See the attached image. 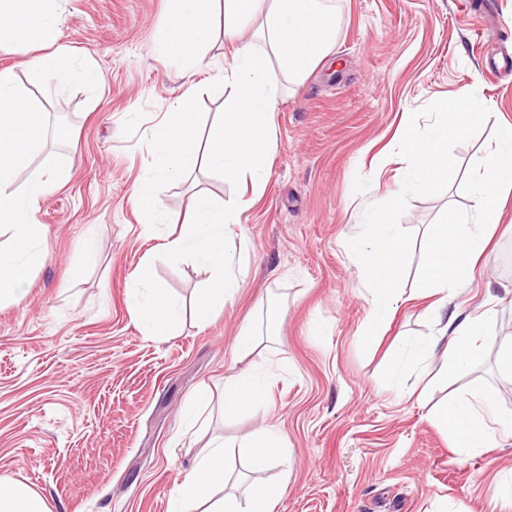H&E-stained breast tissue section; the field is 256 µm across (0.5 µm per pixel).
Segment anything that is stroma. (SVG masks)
<instances>
[{
  "mask_svg": "<svg viewBox=\"0 0 512 512\" xmlns=\"http://www.w3.org/2000/svg\"><path fill=\"white\" fill-rule=\"evenodd\" d=\"M170 2L61 0L57 42L97 69L99 81L35 84L17 70L18 85L79 147L48 143L18 173L23 181L45 168L63 178L38 205L45 254L28 296L0 307V478L39 492L50 512H168L172 486L211 438L231 443L271 427L285 437L292 468L273 512H501L512 442L495 439L467 456L430 415L450 392L492 389L499 412L512 416V377L497 367L512 334V193L460 297L464 311L494 310L479 356L423 397L396 395L377 380L403 343L433 330L417 294L425 227L449 207L475 217L466 182L500 123L512 122V0H487L476 13L466 0H334L333 51L301 85L279 80L284 101L263 194L195 167L162 187L166 221L149 235L130 200L147 167L144 136L189 85L202 120L216 118L230 89L214 75L234 51L219 34L206 67L158 60L153 31ZM465 87L492 117L455 147L459 171L446 192L410 198L400 219L416 234L406 301L361 350L371 296L347 242L366 207L399 186L402 118ZM198 191L250 201L233 227L248 243L242 286L209 324L185 315L177 334L159 341L130 320L127 290ZM151 274L186 307L203 286L187 257L158 255ZM261 299L280 316L260 357L269 396L252 413L228 415L224 379L242 368L234 337L243 323H260ZM204 390L211 401L189 427L188 404Z\"/></svg>",
  "mask_w": 512,
  "mask_h": 512,
  "instance_id": "obj_1",
  "label": "stroma"
}]
</instances>
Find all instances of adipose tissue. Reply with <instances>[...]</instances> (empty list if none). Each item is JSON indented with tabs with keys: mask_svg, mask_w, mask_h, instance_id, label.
<instances>
[{
	"mask_svg": "<svg viewBox=\"0 0 512 512\" xmlns=\"http://www.w3.org/2000/svg\"><path fill=\"white\" fill-rule=\"evenodd\" d=\"M58 3L0 0V49L16 57L18 68L36 81L98 80L96 69L76 62L58 45ZM217 4L222 7L225 38L238 42L231 65L216 75L218 82L230 85L231 92L220 117L205 126L194 109V90L186 88L149 131L145 143L150 161L133 185L131 198L151 224L162 221L161 187L183 179L199 162L260 194L266 185L274 114L280 104L277 75L300 84L307 70L336 44L333 0H173L172 10L156 30L157 54L172 63L203 64ZM249 23L254 26L252 38L240 40ZM14 71H0V228L9 232L12 242L9 251L0 250V305H16L27 296L32 272L44 255L38 202L53 185L41 172L24 184L16 182L18 171L47 142L50 124L44 105L20 92ZM511 187L512 125H505L478 178L468 187L477 203L476 221L451 209L425 231L420 292L430 300L426 312L435 332L409 350L416 381L424 389L447 381L484 346L490 311L460 318L450 308L473 282L476 264L499 221L501 192ZM246 206L241 199L226 203L195 193L188 204V219L162 240V254L190 257L207 275L194 300L199 323L219 314L240 287L246 244L230 227L238 223ZM151 262V257H144L128 291L127 312L146 335L164 338L177 332L182 313L167 285L149 278ZM235 347L247 366L225 377L224 409L240 414L266 402L269 376L257 360L262 341L251 324L239 328ZM496 403L492 390L474 399L452 397L436 408L434 418L450 432L455 448L467 453L487 447L491 429H498L502 438L512 437V417L499 414ZM230 453L261 468L287 464L289 458L285 440L270 428L254 430L231 443L213 439L196 455L190 474L172 488L169 512H192L196 506L204 512H273L275 492L262 482L251 483L241 497H215V488L224 483ZM0 512L49 509L45 498L29 486L0 479Z\"/></svg>",
	"mask_w": 512,
	"mask_h": 512,
	"instance_id": "obj_1",
	"label": "adipose tissue"
}]
</instances>
